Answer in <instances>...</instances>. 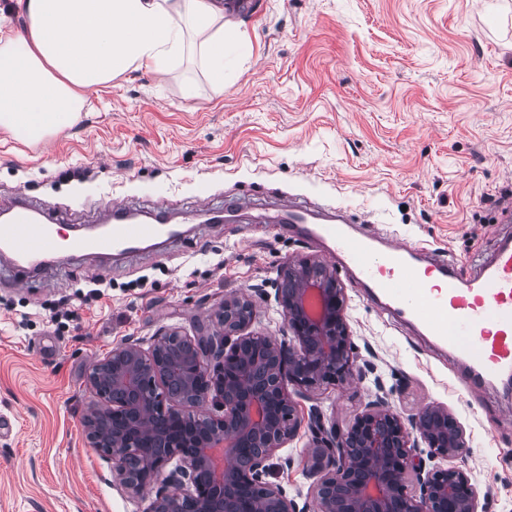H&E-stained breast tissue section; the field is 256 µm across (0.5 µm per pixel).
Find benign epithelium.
I'll use <instances>...</instances> for the list:
<instances>
[{
  "instance_id": "1",
  "label": "benign epithelium",
  "mask_w": 512,
  "mask_h": 512,
  "mask_svg": "<svg viewBox=\"0 0 512 512\" xmlns=\"http://www.w3.org/2000/svg\"><path fill=\"white\" fill-rule=\"evenodd\" d=\"M275 298L288 341L252 329L244 296L224 298V331L187 336L162 329L148 348L126 340L88 369L98 401L84 412L87 447L111 463L112 484L132 498L156 488L143 512H299L267 480L276 452L298 435L304 394L359 373L345 318L344 288L320 262L281 268ZM210 402L200 416L193 406ZM316 512H484L469 473L426 468L414 454L460 457L465 431L448 407L405 419L377 394L344 429L310 416ZM415 482L418 493L407 492Z\"/></svg>"
}]
</instances>
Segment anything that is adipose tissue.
Listing matches in <instances>:
<instances>
[{"label":"adipose tissue","instance_id":"adipose-tissue-1","mask_svg":"<svg viewBox=\"0 0 512 512\" xmlns=\"http://www.w3.org/2000/svg\"><path fill=\"white\" fill-rule=\"evenodd\" d=\"M22 30L0 32V127L43 142L75 123L87 92L199 51L224 89V13L213 0H18Z\"/></svg>","mask_w":512,"mask_h":512}]
</instances>
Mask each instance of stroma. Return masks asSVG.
Returning <instances> with one entry per match:
<instances>
[{
    "mask_svg": "<svg viewBox=\"0 0 512 512\" xmlns=\"http://www.w3.org/2000/svg\"><path fill=\"white\" fill-rule=\"evenodd\" d=\"M224 23V90L199 58L165 76L140 69L90 92L80 119L47 143L0 129V210L23 198L66 212L69 237L100 234V208L130 199L165 209L181 236L133 254H60L14 287L0 256V512H143L86 447L91 361L159 328L215 330L229 295L253 304L254 330L288 327L274 298L281 267H334L364 378L298 396L347 426L383 389L402 416L447 406L468 444L456 464L512 512V393L472 386L463 363L379 309L316 240L276 223L282 200L310 198L423 253L490 262L512 241V0H253ZM228 207L204 223L198 201ZM109 289L98 300L96 283ZM311 433L280 449L271 481L311 512Z\"/></svg>",
    "mask_w": 512,
    "mask_h": 512,
    "instance_id": "1",
    "label": "stroma"
}]
</instances>
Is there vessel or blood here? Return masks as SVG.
<instances>
[{
  "mask_svg": "<svg viewBox=\"0 0 512 512\" xmlns=\"http://www.w3.org/2000/svg\"><path fill=\"white\" fill-rule=\"evenodd\" d=\"M314 204L284 201L279 215L290 230L330 245L385 310L397 311L420 325L436 342L463 360L473 384L512 375V245L501 244L493 259L475 276L460 278L447 258L422 260L413 246L374 236L354 238L343 214L313 222ZM0 224V252L15 253L17 265L32 271L47 255L57 252L132 253L145 242L177 236L163 212L141 223L123 201L105 207L99 237L61 241V217L19 201ZM435 278L426 287V278Z\"/></svg>",
  "mask_w": 512,
  "mask_h": 512,
  "instance_id": "obj_1",
  "label": "vessel or blood"
}]
</instances>
